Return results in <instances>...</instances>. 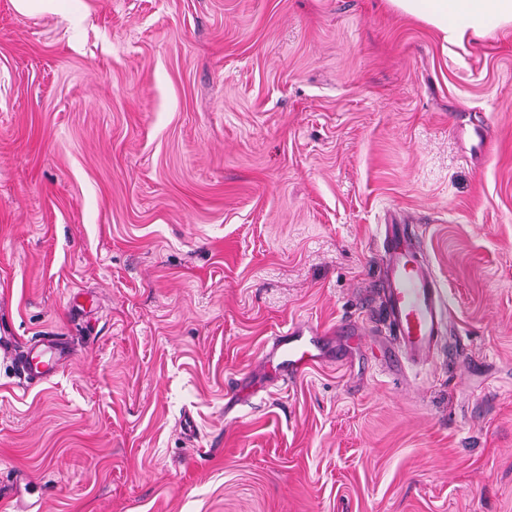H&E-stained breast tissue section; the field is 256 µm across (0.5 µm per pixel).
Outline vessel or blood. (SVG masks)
<instances>
[{
	"label": "vessel or blood",
	"instance_id": "b4317fda",
	"mask_svg": "<svg viewBox=\"0 0 512 512\" xmlns=\"http://www.w3.org/2000/svg\"><path fill=\"white\" fill-rule=\"evenodd\" d=\"M384 319L394 332L390 359L394 365L424 362L438 348L447 319V298L408 237L394 233L387 239L383 274ZM279 366L296 376L319 357L317 332L288 328L275 338ZM70 357L61 336H41L14 355L23 388L49 381Z\"/></svg>",
	"mask_w": 512,
	"mask_h": 512
}]
</instances>
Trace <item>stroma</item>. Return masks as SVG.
Wrapping results in <instances>:
<instances>
[{
    "instance_id": "obj_1",
    "label": "stroma",
    "mask_w": 512,
    "mask_h": 512,
    "mask_svg": "<svg viewBox=\"0 0 512 512\" xmlns=\"http://www.w3.org/2000/svg\"><path fill=\"white\" fill-rule=\"evenodd\" d=\"M390 218L449 310V356L401 372ZM286 326L326 350L288 383ZM39 336L71 359L26 390ZM1 468L0 512H512V25L0 0Z\"/></svg>"
}]
</instances>
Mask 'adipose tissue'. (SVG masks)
Returning <instances> with one entry per match:
<instances>
[{"label":"adipose tissue","instance_id":"1","mask_svg":"<svg viewBox=\"0 0 512 512\" xmlns=\"http://www.w3.org/2000/svg\"><path fill=\"white\" fill-rule=\"evenodd\" d=\"M402 15L434 29L443 40L459 45L490 26L512 23V0H389Z\"/></svg>","mask_w":512,"mask_h":512}]
</instances>
